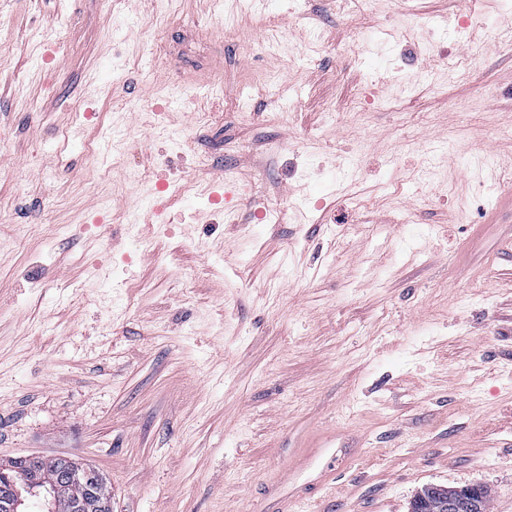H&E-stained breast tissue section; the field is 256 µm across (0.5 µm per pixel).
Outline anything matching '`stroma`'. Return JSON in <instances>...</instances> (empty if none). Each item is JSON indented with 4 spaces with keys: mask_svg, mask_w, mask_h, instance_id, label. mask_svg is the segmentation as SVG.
<instances>
[{
    "mask_svg": "<svg viewBox=\"0 0 512 512\" xmlns=\"http://www.w3.org/2000/svg\"><path fill=\"white\" fill-rule=\"evenodd\" d=\"M264 18L0 0V460L92 464L112 512H274L283 473L291 512H512V9ZM480 488L477 485L460 488L432 486L427 495L419 491L413 499L436 512H468L474 507L473 497Z\"/></svg>",
    "mask_w": 512,
    "mask_h": 512,
    "instance_id": "stroma-1",
    "label": "stroma"
}]
</instances>
